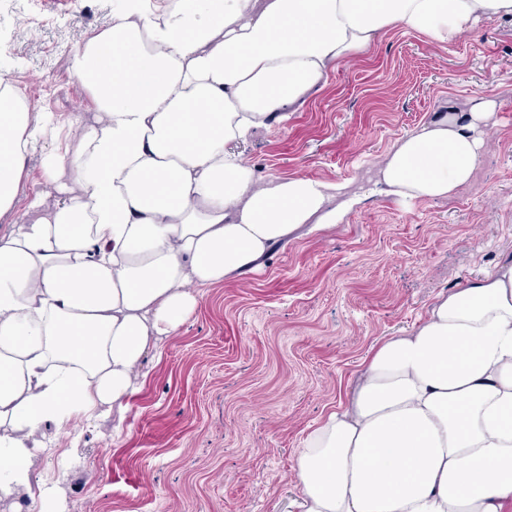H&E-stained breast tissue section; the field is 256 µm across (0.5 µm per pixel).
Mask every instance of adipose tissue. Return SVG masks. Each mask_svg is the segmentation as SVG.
Returning <instances> with one entry per match:
<instances>
[{"label": "adipose tissue", "mask_w": 512, "mask_h": 512, "mask_svg": "<svg viewBox=\"0 0 512 512\" xmlns=\"http://www.w3.org/2000/svg\"><path fill=\"white\" fill-rule=\"evenodd\" d=\"M75 44L92 121L63 140L0 74V500L64 512L35 464L48 429L124 408L138 370L201 292L305 224H335L337 184L259 183L234 143L394 29L445 45L512 19V0H118ZM494 102L397 140L380 193L442 199L468 183ZM40 155L43 183L25 163ZM296 512H512V262L439 295L373 347L345 400L304 439Z\"/></svg>", "instance_id": "obj_1"}]
</instances>
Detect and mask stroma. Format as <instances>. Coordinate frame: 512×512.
I'll return each mask as SVG.
<instances>
[{
    "label": "stroma",
    "mask_w": 512,
    "mask_h": 512,
    "mask_svg": "<svg viewBox=\"0 0 512 512\" xmlns=\"http://www.w3.org/2000/svg\"><path fill=\"white\" fill-rule=\"evenodd\" d=\"M113 0H0V73L31 109L92 114L73 46ZM494 101L473 179L444 199L378 193L396 140ZM236 149L262 179L305 175L358 196L338 224H307L256 269L211 289L122 411L85 430L62 477L68 512H294L298 451L345 398L371 348L411 329L442 293L512 259V21L452 44L389 32Z\"/></svg>",
    "instance_id": "obj_1"
}]
</instances>
